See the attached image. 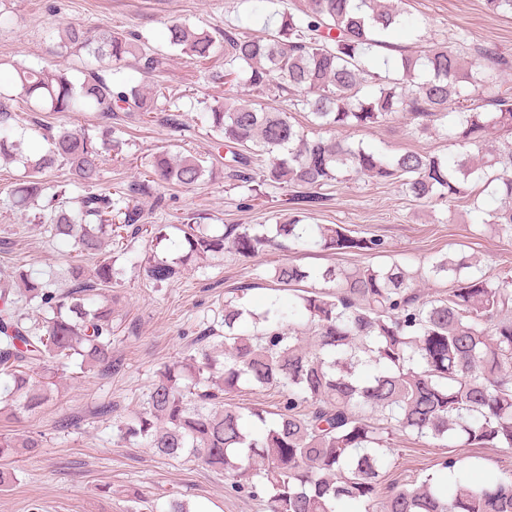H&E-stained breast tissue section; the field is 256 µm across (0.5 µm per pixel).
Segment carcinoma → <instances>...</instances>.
Listing matches in <instances>:
<instances>
[{"mask_svg": "<svg viewBox=\"0 0 512 512\" xmlns=\"http://www.w3.org/2000/svg\"><path fill=\"white\" fill-rule=\"evenodd\" d=\"M402 0L282 2L278 28L258 35L227 27L217 37L186 22L166 26L179 56L197 64L224 57L209 80L243 85L262 96L288 97V109L265 108L230 95L204 107L201 125L214 145L229 148V179L248 193L255 187L290 190V212L277 224H226L221 232L194 222L149 224L134 195L158 194L164 184L188 188L214 175L210 156L198 152L151 157L126 190H98L106 161L126 160L125 127L90 133L69 118L89 112L111 118L137 112L178 129L180 109L171 94L146 77L163 65L139 34L109 28H64L61 42L85 53L82 77L16 63L14 83L0 89V160L24 164L10 190L12 204L33 210L48 236L79 257L97 260L92 272L69 267L66 288L53 275L16 265L19 288L0 290V420L44 407L59 370L115 369L113 295L118 282L109 239L150 238L141 262L155 284L169 282L199 259L230 249L254 257L287 240L296 248L374 255L378 236H358L342 224H304L296 205L316 203L319 190L352 176L397 184L417 202L465 200L482 225L512 238V98L491 70L508 65L483 49L468 55L463 38L403 53L393 70L378 73L377 50L386 36L410 22ZM485 9L512 17V0H484ZM141 75L125 73L129 63ZM35 112L62 115L55 123ZM307 114L329 132L308 136L291 113ZM408 120L415 133L443 132L456 147L451 159L418 151L389 156L356 146L337 132ZM68 168L73 192L47 186L45 176ZM499 201L485 207L481 194ZM181 232V251L169 261L159 245L168 230ZM448 279L451 288L427 298L417 280ZM309 279L328 291H302L262 312L242 303L244 289L224 298V334L202 336L194 354L159 368L140 403L112 424L118 444L152 449L171 460L197 461L224 472L228 492L259 498L268 512H512V471L477 486L455 477L443 486L387 480L393 437L409 432L435 446L512 448V277H493L465 255L445 256L412 273L398 262L353 269H308L292 261L272 280L294 286ZM36 303L37 314L19 303ZM41 373H28L31 365ZM274 390L276 412L242 411L232 397L243 387ZM44 447L37 433L0 434V461ZM152 512H191L170 494Z\"/></svg>", "mask_w": 512, "mask_h": 512, "instance_id": "carcinoma-1", "label": "carcinoma"}]
</instances>
